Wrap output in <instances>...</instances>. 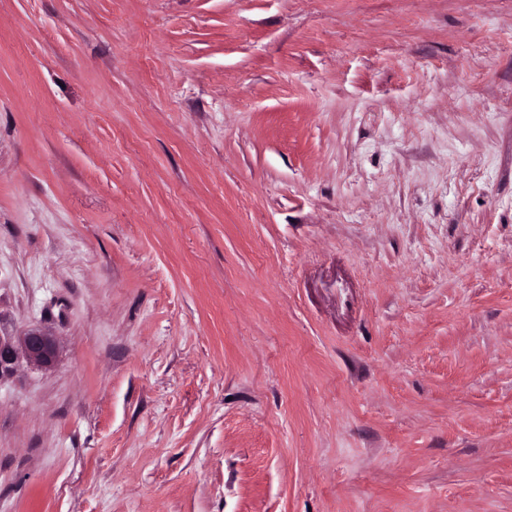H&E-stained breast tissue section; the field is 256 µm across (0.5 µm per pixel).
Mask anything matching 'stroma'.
<instances>
[{
    "label": "stroma",
    "mask_w": 512,
    "mask_h": 512,
    "mask_svg": "<svg viewBox=\"0 0 512 512\" xmlns=\"http://www.w3.org/2000/svg\"><path fill=\"white\" fill-rule=\"evenodd\" d=\"M0 512H512V0H0ZM59 343L55 336L41 329H30L21 336H0V380L12 373L20 361L43 370L55 367Z\"/></svg>",
    "instance_id": "obj_1"
}]
</instances>
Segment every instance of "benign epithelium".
Masks as SVG:
<instances>
[{"instance_id":"obj_1","label":"benign epithelium","mask_w":512,"mask_h":512,"mask_svg":"<svg viewBox=\"0 0 512 512\" xmlns=\"http://www.w3.org/2000/svg\"><path fill=\"white\" fill-rule=\"evenodd\" d=\"M59 343L55 336L41 329H30L21 336H0V379L12 373L20 361L43 370L55 367Z\"/></svg>"}]
</instances>
